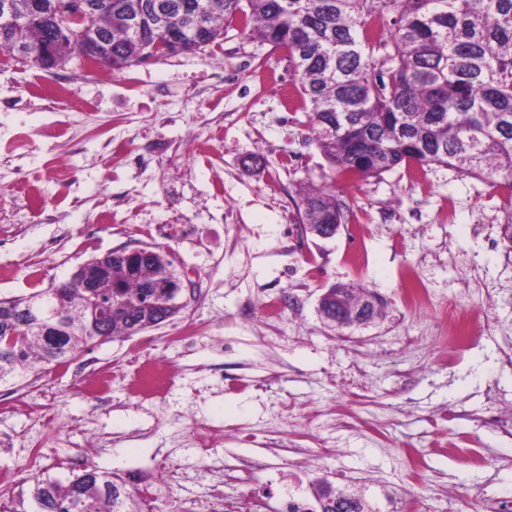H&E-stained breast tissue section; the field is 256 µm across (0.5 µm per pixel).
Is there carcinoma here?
I'll list each match as a JSON object with an SVG mask.
<instances>
[{"mask_svg":"<svg viewBox=\"0 0 512 512\" xmlns=\"http://www.w3.org/2000/svg\"><path fill=\"white\" fill-rule=\"evenodd\" d=\"M44 2L40 22L0 26L1 51L52 36L54 0ZM375 15L392 17L390 39L369 35ZM134 18L182 39L155 50L154 39L131 31ZM233 27L286 53L310 105L312 141L338 176L357 181L402 164H444L512 190V0H112V10L92 11L78 24L106 37L110 51L96 63L117 70L202 50ZM380 48L387 58L379 64ZM298 213L313 232L347 217L330 187L304 193ZM99 271L90 262L68 285L0 301V382L28 378L37 363L61 365L91 343L140 333L147 299L161 320L183 310L171 305L168 289L145 288L176 272L171 255L156 247L135 273L112 263V299L125 306L104 327L83 318L38 329L21 318L31 303L61 311L88 303L81 285ZM338 499L342 512H367L361 499L320 488L318 503ZM131 501L112 476L88 467L64 480L33 477L0 512H135Z\"/></svg>","mask_w":512,"mask_h":512,"instance_id":"obj_1","label":"carcinoma"}]
</instances>
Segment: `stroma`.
Returning a JSON list of instances; mask_svg holds the SVG:
<instances>
[{"label": "stroma", "mask_w": 512, "mask_h": 512, "mask_svg": "<svg viewBox=\"0 0 512 512\" xmlns=\"http://www.w3.org/2000/svg\"><path fill=\"white\" fill-rule=\"evenodd\" d=\"M287 69L283 51L234 30L107 78L0 50V140L24 136L0 152V300L117 248L163 247L186 275L174 321L0 383V501L33 476L93 467L141 512H279L292 482L368 512L396 494L419 512H512V435L487 422L512 417V194L437 164L332 181L297 90L265 82ZM111 136L127 153H110ZM327 183L347 224L321 239L296 203ZM334 284L373 293L382 318L329 327L317 307ZM275 294L283 311L265 318ZM452 303L474 319L459 354ZM154 357L167 375L147 387L132 372ZM101 375L98 399L81 380ZM337 494V495H336ZM336 499H342V503L340 505L341 509H343L340 512H367L366 505L362 502L361 499L346 494L344 492H338L332 490L331 486H323L319 490V496H318V503L320 506V511H322L321 504L328 501L329 503H332L336 501Z\"/></svg>", "instance_id": "1"}]
</instances>
